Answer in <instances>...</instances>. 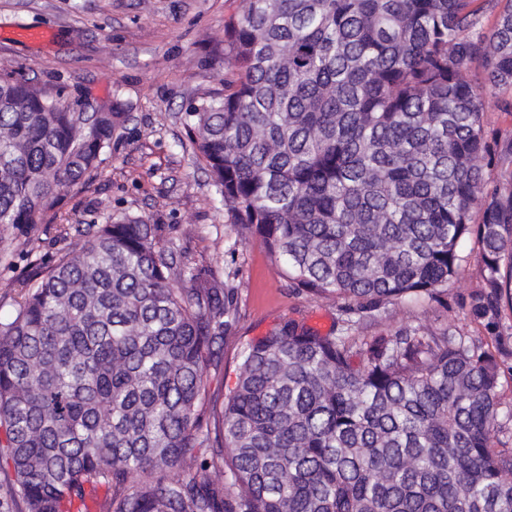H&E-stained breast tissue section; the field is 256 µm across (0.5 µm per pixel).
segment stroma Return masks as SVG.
Returning a JSON list of instances; mask_svg holds the SVG:
<instances>
[{
    "label": "stroma",
    "mask_w": 512,
    "mask_h": 512,
    "mask_svg": "<svg viewBox=\"0 0 512 512\" xmlns=\"http://www.w3.org/2000/svg\"><path fill=\"white\" fill-rule=\"evenodd\" d=\"M239 0H0V74L24 75L60 92L79 112L121 101L128 120L112 152L82 190L68 193L43 223L22 233L0 226L12 242L0 253V319L13 316L35 271L48 270L87 240L110 215L142 216L161 225L182 262L210 284L232 281L240 320L207 370L208 401L222 405L238 375L240 351L280 321L294 318L329 331L339 316L334 298L300 294L259 238L229 224L210 177L195 161L185 126L189 101L221 90L224 21ZM47 28L50 43L29 46L15 28ZM464 262L439 300L389 306L373 333L405 326L453 328L485 336L469 314L485 288L475 238L461 245Z\"/></svg>",
    "instance_id": "obj_1"
}]
</instances>
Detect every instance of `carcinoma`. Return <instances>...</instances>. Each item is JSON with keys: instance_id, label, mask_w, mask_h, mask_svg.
<instances>
[{"instance_id": "1", "label": "carcinoma", "mask_w": 512, "mask_h": 512, "mask_svg": "<svg viewBox=\"0 0 512 512\" xmlns=\"http://www.w3.org/2000/svg\"><path fill=\"white\" fill-rule=\"evenodd\" d=\"M224 55V90L186 112L199 159L238 233L295 291L342 300L347 330L288 319L246 343L212 427L235 287L178 267L161 225L107 218L0 321V512H512V173L485 176L512 138L484 130L512 109V0H240ZM126 119L111 102L89 125L1 75L0 224L25 232L87 185ZM470 235L493 349L350 333L436 297Z\"/></svg>"}]
</instances>
